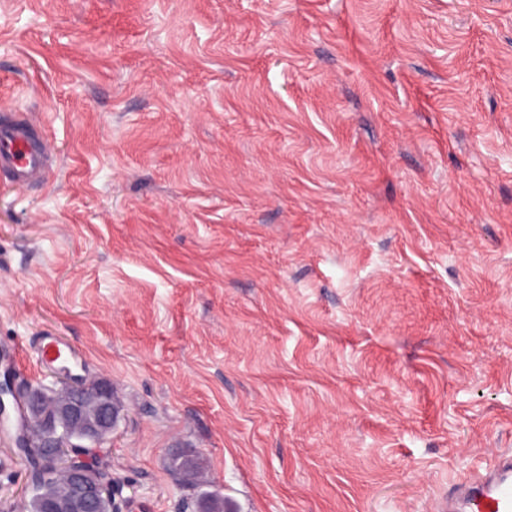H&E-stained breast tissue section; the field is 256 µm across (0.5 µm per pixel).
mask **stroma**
<instances>
[{
  "mask_svg": "<svg viewBox=\"0 0 512 512\" xmlns=\"http://www.w3.org/2000/svg\"><path fill=\"white\" fill-rule=\"evenodd\" d=\"M0 372L82 349L119 512H432L512 450V0H0ZM0 428V501L27 470ZM0 173L18 189L45 184L57 161L51 139L10 107L0 109ZM65 351H67L64 353L66 360L71 358L78 362L79 359H82V352L77 347L62 342L57 336H44L38 357L45 364H54ZM170 467L180 476L185 486L193 491L186 498L184 508H193L197 512H224L222 489L199 480L202 469V459L199 456L171 458ZM203 487L209 489L203 490Z\"/></svg>",
  "mask_w": 512,
  "mask_h": 512,
  "instance_id": "obj_1",
  "label": "stroma"
}]
</instances>
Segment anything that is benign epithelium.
<instances>
[{"label":"benign epithelium","instance_id":"benign-epithelium-1","mask_svg":"<svg viewBox=\"0 0 512 512\" xmlns=\"http://www.w3.org/2000/svg\"><path fill=\"white\" fill-rule=\"evenodd\" d=\"M44 387L15 382L9 370L0 378V418L14 420L27 442L48 455L64 458L59 471L65 490L45 500L40 512H103V490L112 485V473L98 468L94 449L114 429L118 408L112 402V383L98 379L70 385L51 407L43 403ZM74 425L82 444L57 435L54 423Z\"/></svg>","mask_w":512,"mask_h":512}]
</instances>
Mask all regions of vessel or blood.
I'll return each instance as SVG.
<instances>
[{"instance_id":"1","label":"vessel or blood","mask_w":512,"mask_h":512,"mask_svg":"<svg viewBox=\"0 0 512 512\" xmlns=\"http://www.w3.org/2000/svg\"><path fill=\"white\" fill-rule=\"evenodd\" d=\"M56 161L53 141L31 120L12 108H0V174L13 187L46 183ZM64 356L78 360L82 353L58 337H44L38 352L43 363L53 364ZM437 512H512V456H497L490 467L455 485Z\"/></svg>"}]
</instances>
